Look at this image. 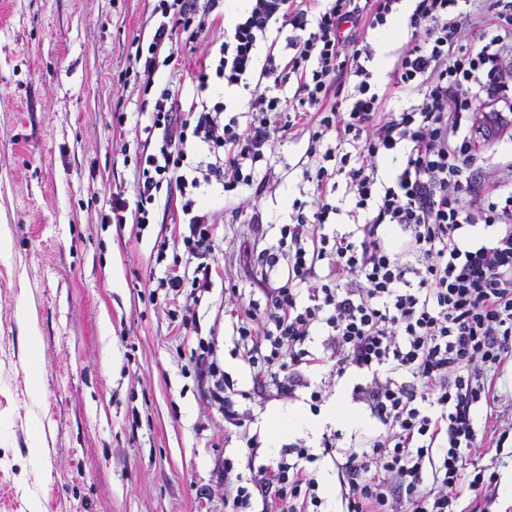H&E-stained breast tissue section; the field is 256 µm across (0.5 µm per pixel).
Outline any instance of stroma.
Wrapping results in <instances>:
<instances>
[{"mask_svg":"<svg viewBox=\"0 0 512 512\" xmlns=\"http://www.w3.org/2000/svg\"><path fill=\"white\" fill-rule=\"evenodd\" d=\"M152 7L0 0V237L11 241L0 252V512H30L35 502L44 512H227L225 460L246 476L285 444L316 453L324 435L340 432L346 446L378 428L352 399L356 376L310 374L329 393L320 411H338L313 432L307 391L277 396L232 354V306L264 305L263 287L281 276L263 252L290 223L294 200L313 199L307 135L269 152L278 180L257 201L261 223L219 189L204 196L219 275L194 309V328L175 327L164 299L152 296L157 246L185 230L175 209H158L143 230L108 223L113 196L135 202L131 148L145 119L127 57L152 25ZM224 28L180 43L159 68L158 81L179 86L182 107L196 100L199 62ZM201 339L236 382V418H225L211 376L193 367ZM488 378L497 397L488 423L503 441L465 477L494 473L486 512H512V360ZM35 436L42 446L33 451Z\"/></svg>","mask_w":512,"mask_h":512,"instance_id":"1","label":"stroma"}]
</instances>
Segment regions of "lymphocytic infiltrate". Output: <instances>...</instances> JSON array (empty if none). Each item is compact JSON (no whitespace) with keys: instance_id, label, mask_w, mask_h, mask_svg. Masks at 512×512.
I'll return each instance as SVG.
<instances>
[{"instance_id":"lymphocytic-infiltrate-1","label":"lymphocytic infiltrate","mask_w":512,"mask_h":512,"mask_svg":"<svg viewBox=\"0 0 512 512\" xmlns=\"http://www.w3.org/2000/svg\"><path fill=\"white\" fill-rule=\"evenodd\" d=\"M400 2L246 0L197 77L199 90L216 93L186 112L155 74L180 41L199 39L222 0H155L154 26L133 40L129 66L153 98L140 105L137 199L113 198L114 223L125 224L130 208L136 224H151L162 189L176 188L188 232L178 252L158 251L168 266L156 288L200 302L217 272L214 220L201 196L218 186L250 207L253 197L237 190L262 195L257 166L271 141L307 131L316 197L294 201L292 223L265 251L266 266L285 267L286 281L265 289L263 312L247 310L235 347L257 377L284 395L308 390L315 406L324 394L309 372L357 374L353 398L379 424L347 446L324 436L317 455L299 444L280 449L247 480L225 483L230 512H320L308 469L320 457L337 471L340 512H454L464 493L485 501L496 484L480 474L465 480L464 470L488 435L478 426L491 396L487 371L512 355V171L475 183L487 161L484 122L512 137V0H491L483 13L461 0H414L391 84L416 101L388 113L372 89L365 63L374 49L363 33L386 25ZM275 27L292 30L285 51L269 39ZM473 28L478 40L463 42ZM289 83L291 98L275 96ZM229 89L248 93L247 122L227 116ZM387 158L396 171L385 178ZM343 213L348 223L325 233ZM187 258L193 271L183 269ZM318 330L328 336L322 356L309 349ZM210 354L202 341L191 358L214 377L211 396L225 417H235V383Z\"/></svg>"}]
</instances>
